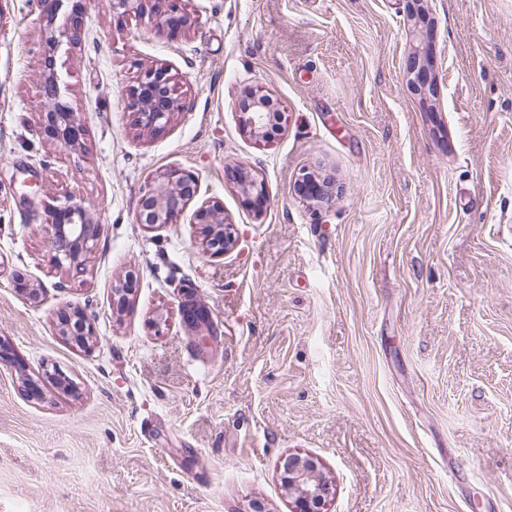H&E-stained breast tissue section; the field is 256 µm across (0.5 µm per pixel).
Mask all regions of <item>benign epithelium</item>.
<instances>
[{"label":"benign epithelium","instance_id":"benign-epithelium-1","mask_svg":"<svg viewBox=\"0 0 512 512\" xmlns=\"http://www.w3.org/2000/svg\"><path fill=\"white\" fill-rule=\"evenodd\" d=\"M148 0H107V7L123 16L141 17L145 14ZM183 0H153L150 15L154 26L178 35L195 24L181 6ZM84 13L78 0L71 11L50 35L49 44L57 47L62 42L76 44L80 39L81 19ZM406 70L413 75V82L422 94L436 95V81L432 75L429 48L423 42L409 54ZM44 94L51 101L45 113L43 132L63 147L77 145L83 128L61 91L54 76L44 74ZM128 106L135 113L141 129L157 134L164 130L171 116L179 109L173 75L164 66L146 70L134 88ZM238 110L241 123L246 130L259 136L264 133L274 112V100L259 91H248L240 99ZM161 186L148 190L141 199L137 221L149 227L174 224L197 195L198 177L188 170H170L161 175ZM235 183L245 204L260 214L267 206V196L262 185L252 178L245 167L235 170ZM51 235L50 249L54 263L61 267L80 269L87 253L91 252L99 238L101 225L89 217V210L81 200H67L49 210ZM193 223L199 226L200 235L207 252L215 257L232 249L237 239L234 227L224 222L217 207L202 205L193 214ZM62 333L80 342L89 344L95 330L84 312L74 310L66 318ZM278 472L288 498L292 500L291 512H327L328 505L336 494L335 483L324 475V464L315 456L290 453L281 458Z\"/></svg>","mask_w":512,"mask_h":512}]
</instances>
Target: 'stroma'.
Returning a JSON list of instances; mask_svg holds the SVG:
<instances>
[{"label": "stroma", "mask_w": 512, "mask_h": 512, "mask_svg": "<svg viewBox=\"0 0 512 512\" xmlns=\"http://www.w3.org/2000/svg\"><path fill=\"white\" fill-rule=\"evenodd\" d=\"M83 3L79 45L52 53L35 0H0V512H290L291 453L324 463L330 512H512V0H420L414 21L409 0H185L179 35ZM423 34L431 100L404 70ZM48 60L72 148L40 132ZM160 63L182 108L149 136L128 96ZM249 90L281 112L261 137ZM171 168L237 248L210 256L188 211L137 223ZM69 197L101 226L80 270L50 250ZM76 307L88 349L58 329ZM274 106V100L269 96L260 94L257 90L247 91L238 104L243 127L255 136L263 134L274 112ZM234 180L245 204L256 213H262L268 201L264 187L257 184L245 167L235 170Z\"/></svg>", "instance_id": "35a3bbf8"}]
</instances>
